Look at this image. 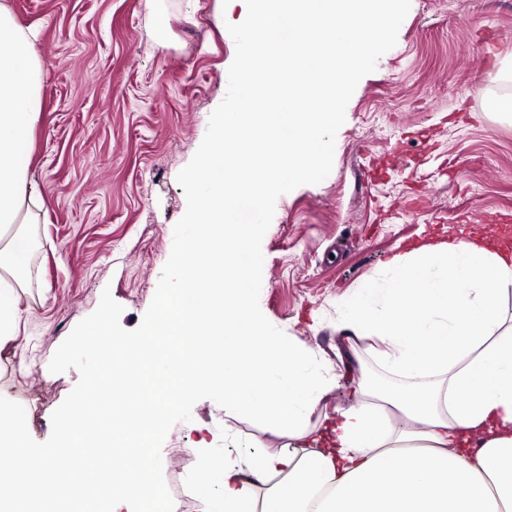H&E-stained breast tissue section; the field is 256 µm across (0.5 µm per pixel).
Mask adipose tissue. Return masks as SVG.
Wrapping results in <instances>:
<instances>
[{"label": "adipose tissue", "instance_id": "obj_1", "mask_svg": "<svg viewBox=\"0 0 512 512\" xmlns=\"http://www.w3.org/2000/svg\"><path fill=\"white\" fill-rule=\"evenodd\" d=\"M252 2L247 52L294 54L288 91H272L268 66L243 62L254 108L229 114L238 144L226 150L216 131L188 178L197 230L170 258L177 286L137 340L97 321L98 383L60 418L64 446L32 452L28 422L0 409V512H83L94 497L167 512L144 439L165 406L204 387L295 443L276 455L248 452L252 477H278L260 500L235 462L203 458L193 485L208 512H512V326L501 308L512 251L492 239L396 254L381 279L344 301V327L373 332L382 360L406 379L386 402L398 414L370 403L341 412L328 431L309 429L332 382L256 314L246 288L253 225L239 208L261 209L266 184L256 170L307 175L321 166L320 131L361 61L359 33L388 18L370 0ZM32 41L0 0V44L9 47L0 54V345L19 331L29 228L45 206L29 151L44 89Z\"/></svg>", "mask_w": 512, "mask_h": 512}]
</instances>
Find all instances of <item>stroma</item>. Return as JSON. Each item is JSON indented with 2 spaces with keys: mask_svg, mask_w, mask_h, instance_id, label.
<instances>
[{
  "mask_svg": "<svg viewBox=\"0 0 512 512\" xmlns=\"http://www.w3.org/2000/svg\"><path fill=\"white\" fill-rule=\"evenodd\" d=\"M36 38L45 94L32 166L48 207L35 228L20 334L0 350V394L27 417L31 443L53 447L57 422L88 391L102 312L133 339L177 277L169 261L193 233L187 176L229 113L240 112L249 9L225 0H9ZM166 33L152 24L155 8ZM390 26L364 28V63L322 130L314 174L268 176L249 237L252 303L273 335L312 352L333 379L310 423L357 406L371 371L392 384L375 336L348 334L342 302L399 249L459 228L512 243V122L489 112L512 63V0H388ZM29 371H19L18 359ZM286 441L204 388L169 407L149 438L169 512L203 457L244 462L247 446ZM185 448L182 472L170 466Z\"/></svg>",
  "mask_w": 512,
  "mask_h": 512,
  "instance_id": "1",
  "label": "stroma"
}]
</instances>
